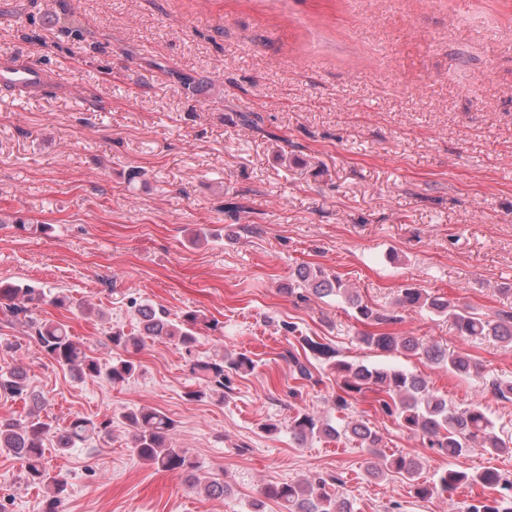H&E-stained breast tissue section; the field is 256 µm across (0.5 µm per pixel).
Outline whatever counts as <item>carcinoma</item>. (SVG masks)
Segmentation results:
<instances>
[{
  "label": "carcinoma",
  "mask_w": 512,
  "mask_h": 512,
  "mask_svg": "<svg viewBox=\"0 0 512 512\" xmlns=\"http://www.w3.org/2000/svg\"><path fill=\"white\" fill-rule=\"evenodd\" d=\"M295 282L297 288L288 289V293L294 294L299 288L302 290L301 298L306 293L318 298L341 297L354 310L356 320L365 325L379 326L395 321L393 316L364 303L357 292L319 267H298ZM45 301L46 294L41 288L0 280V320L3 322L16 320ZM396 304L407 309H424L434 316L447 318L451 329L461 337L512 344L511 312H503L493 318L484 316L449 298L412 287L400 290ZM136 312L140 316L138 331L115 329L109 336L113 348L127 353L125 358L111 360L89 354L62 323L30 319L28 325L41 350L80 380L103 375L113 383L130 382L140 372V365L133 354L138 352L144 336L171 342L186 355L193 354L199 339L197 326L201 323L197 315L189 312L173 317L170 312L147 304L139 305ZM359 342L384 352L418 356L448 368L450 373L461 378L470 376L474 369L468 355L428 344L418 336L364 332L359 336ZM288 363L295 378L307 380L311 377L308 363L291 351L288 352ZM333 367L339 380L340 394L336 395L338 411L349 408V399L372 393L381 410L394 418L401 428L421 436L428 447L437 449L450 459L464 456L476 447L488 454L512 448V436L496 431L480 402L464 407L453 406L446 397L433 392L425 378L397 367L367 366L341 359L334 361ZM253 368V360L245 354L234 359L222 354L196 359L190 369L198 375L203 389L190 392L189 397L200 398L207 390L222 392L229 383V372H245ZM0 388L14 397L28 395L25 381L16 371L0 382ZM490 391L500 400L512 401L511 380L492 381ZM121 418L129 430L131 452L141 461L160 471L179 473L184 477L186 487L196 489L202 485L209 496H222L229 491V485L217 479L201 484L195 474V462L184 449L173 444L175 422L165 413L143 407L126 411ZM111 425L110 419L97 424L76 416L61 429L42 419L40 412H32L25 420L0 419V448L8 450L21 462L28 482L46 489L42 512H63L65 481L58 474H50L43 466L44 442L51 439L57 450L65 452L93 434L107 433ZM290 430L300 443L313 437L340 433L359 441L370 455L381 459L379 466L370 463V473L378 476L384 472H395L404 476L411 482L414 495L419 499H426L436 492L450 497L461 487L480 486L494 491L495 496L476 501L467 512H512V479L504 478L496 470L471 473L450 465L430 485L420 481L422 464L419 459L410 455L382 453V436L366 422H351L340 432L321 417L298 411L291 419ZM330 485L331 482L319 474L297 482L269 484L252 500L249 512H265L269 500L279 504L282 512H352L349 500L329 491Z\"/></svg>",
  "instance_id": "1"
}]
</instances>
